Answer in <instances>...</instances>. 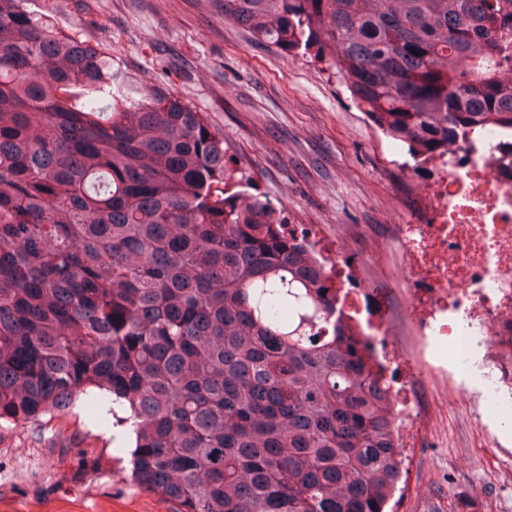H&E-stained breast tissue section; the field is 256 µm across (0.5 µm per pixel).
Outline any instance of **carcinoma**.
I'll return each instance as SVG.
<instances>
[{
    "label": "carcinoma",
    "instance_id": "cac0c4a2",
    "mask_svg": "<svg viewBox=\"0 0 512 512\" xmlns=\"http://www.w3.org/2000/svg\"><path fill=\"white\" fill-rule=\"evenodd\" d=\"M224 19L316 49L413 158L512 126L491 78L512 0H224ZM251 181L204 113L0 0V421L84 397L176 512H387L394 375L329 325L321 257Z\"/></svg>",
    "mask_w": 512,
    "mask_h": 512
}]
</instances>
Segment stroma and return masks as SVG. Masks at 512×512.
<instances>
[{"mask_svg":"<svg viewBox=\"0 0 512 512\" xmlns=\"http://www.w3.org/2000/svg\"><path fill=\"white\" fill-rule=\"evenodd\" d=\"M32 10L102 45L112 66L203 112L232 166L287 224H315L322 252L354 236L366 275L398 260L391 224L411 220L405 146L367 118L313 54L256 42L225 20L223 0H33ZM434 351L407 337L396 375L420 412L403 431L394 512H512V441L496 447L475 411L455 401ZM123 427L86 404L26 423L0 421V512H174L130 480Z\"/></svg>","mask_w":512,"mask_h":512,"instance_id":"obj_1","label":"stroma"}]
</instances>
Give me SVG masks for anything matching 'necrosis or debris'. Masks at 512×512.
<instances>
[{
	"mask_svg": "<svg viewBox=\"0 0 512 512\" xmlns=\"http://www.w3.org/2000/svg\"><path fill=\"white\" fill-rule=\"evenodd\" d=\"M414 219L393 225L400 259L383 277L337 242L328 263L338 326L384 346L411 333L448 356L451 394L492 426L512 412V130L499 128L425 159Z\"/></svg>",
	"mask_w": 512,
	"mask_h": 512,
	"instance_id": "1",
	"label": "necrosis or debris"
}]
</instances>
